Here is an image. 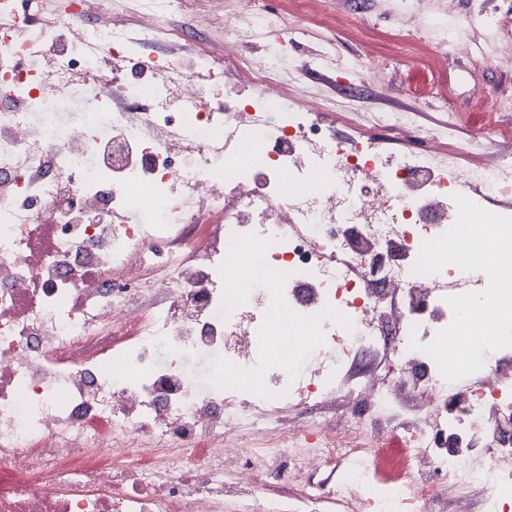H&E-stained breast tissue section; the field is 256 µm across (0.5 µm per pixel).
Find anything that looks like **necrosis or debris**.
I'll return each instance as SVG.
<instances>
[{
	"mask_svg": "<svg viewBox=\"0 0 512 512\" xmlns=\"http://www.w3.org/2000/svg\"><path fill=\"white\" fill-rule=\"evenodd\" d=\"M102 11L0 0V512H288L273 476L349 512H512V376L496 374L512 346L451 382L424 350L448 297L488 281L414 270L455 224L454 195H512V133L490 132L498 150L470 173L440 144L389 155L325 133L289 93L293 10ZM213 27L267 51L212 56L191 36ZM162 39L181 55H143ZM140 209L162 222L133 223ZM192 354L216 356L224 383L198 386ZM392 428L405 481L316 480ZM229 431L268 441L230 446Z\"/></svg>",
	"mask_w": 512,
	"mask_h": 512,
	"instance_id": "4bbe7bcc",
	"label": "necrosis or debris"
}]
</instances>
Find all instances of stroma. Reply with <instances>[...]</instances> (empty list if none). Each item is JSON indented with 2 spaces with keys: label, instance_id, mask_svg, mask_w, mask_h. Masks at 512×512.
I'll use <instances>...</instances> for the list:
<instances>
[{
  "label": "stroma",
  "instance_id": "35a3bbf8",
  "mask_svg": "<svg viewBox=\"0 0 512 512\" xmlns=\"http://www.w3.org/2000/svg\"><path fill=\"white\" fill-rule=\"evenodd\" d=\"M345 7L364 34L337 32L328 62L315 58L313 36L323 29L315 13L301 15L299 22L309 35L288 48L299 66L297 83L312 89L318 103L335 107L327 130L348 136L350 108L410 111L417 129H447L448 147L472 145V154L457 156L460 168L485 163L491 152L484 139L488 122L512 130V54L485 50L475 58L452 48L447 59L435 63L418 44L419 23L446 24L458 41L484 46L490 25L512 24V0H418L414 12L400 0H345ZM484 95L496 101L497 112L485 111L480 101Z\"/></svg>",
  "mask_w": 512,
  "mask_h": 512
}]
</instances>
